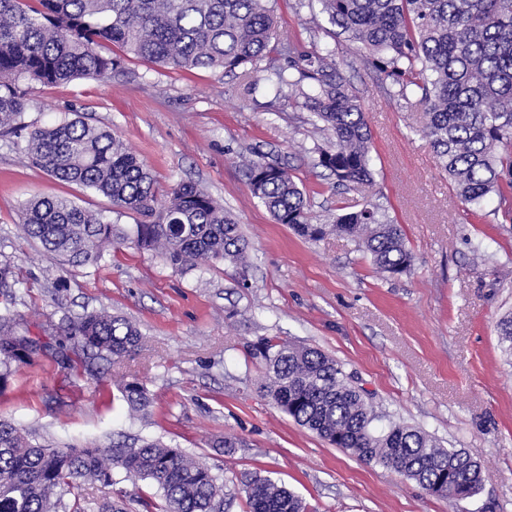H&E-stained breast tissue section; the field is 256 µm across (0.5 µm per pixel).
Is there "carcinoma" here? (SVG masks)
Wrapping results in <instances>:
<instances>
[{
  "label": "carcinoma",
  "instance_id": "obj_1",
  "mask_svg": "<svg viewBox=\"0 0 512 512\" xmlns=\"http://www.w3.org/2000/svg\"><path fill=\"white\" fill-rule=\"evenodd\" d=\"M321 12L348 41L373 57L391 80L389 95L407 101L421 93L423 134L438 164L466 205L496 193L512 201V0H317ZM276 28L270 0H0V133L24 132L32 162L48 175L98 192L120 211L145 217L123 228L102 221L66 198L23 202L25 238L73 268L98 265L113 247L129 244L160 252L177 271L201 263H242L249 243L224 207L195 185L180 182L158 193L147 168L111 131L81 118L50 126L23 122L16 87L24 79L43 85L104 78L123 68L106 55L112 44L127 55L180 70L233 72L269 57ZM278 89L302 98L333 139L317 148L316 165L342 186L372 181L370 130L360 102L329 53L288 46V69L268 64ZM251 192L279 224L313 239L336 232L367 252L391 277L410 270L414 256L401 227L369 203L309 223L310 203L288 171L254 161ZM19 285L9 257L0 259V383L45 348L14 310ZM140 329L107 311L77 318L57 360L77 356L86 367L112 363L137 349ZM253 355L264 362L263 395L298 424L360 460L375 462L418 483L430 494L471 497L481 484V463L471 454L440 448L425 432L394 424L381 432L363 394L342 366L320 350L268 340ZM135 411L152 403L137 381L122 388ZM120 468L153 484L162 497L156 512H224V485L181 449L140 438L80 448L33 441L0 419V512H59L63 497L80 506L89 482H112ZM247 512H305L301 499L257 472L241 481Z\"/></svg>",
  "mask_w": 512,
  "mask_h": 512
}]
</instances>
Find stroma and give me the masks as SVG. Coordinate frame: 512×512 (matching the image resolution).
Masks as SVG:
<instances>
[{"label": "stroma", "mask_w": 512, "mask_h": 512, "mask_svg": "<svg viewBox=\"0 0 512 512\" xmlns=\"http://www.w3.org/2000/svg\"><path fill=\"white\" fill-rule=\"evenodd\" d=\"M270 56L284 47L326 49L357 95L371 132L373 185L345 190L317 167L314 146L329 138L306 110L278 95L264 64L171 70L129 56L100 79L27 87L24 120L40 126L80 114L120 136L160 190L189 181L221 203L249 242L244 265L202 264L181 273L130 246L104 263L71 268L25 240L19 207L32 197L67 196L115 224H134L94 191L61 182L0 136V252L21 280L17 310L48 342L0 384V417L38 440L110 445L122 435L182 448L224 482L229 512H246L239 478L260 472L299 495L309 512H512V356L497 333L512 311V221L500 199L463 204L420 129L423 106L389 96L390 81L355 45L330 30L320 9L275 0ZM287 167L310 201V221L332 223L380 204L399 224L415 261L410 273H377L343 235L313 241L274 221L247 180L252 161ZM125 316L144 335L138 351L102 374L61 367L51 355L79 314ZM282 339L334 358L379 417V427L418 428L440 446L480 460L479 492L429 494L415 481L330 445L265 398L261 359L251 348ZM153 401L131 411L129 381ZM232 449L221 448V441ZM87 497L121 512L156 498L147 481L112 473Z\"/></svg>", "instance_id": "stroma-1"}]
</instances>
